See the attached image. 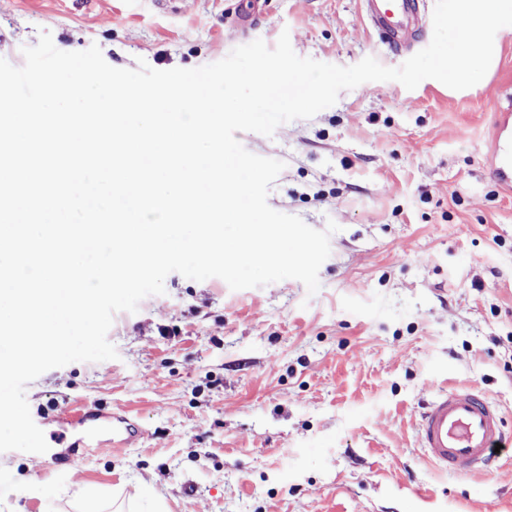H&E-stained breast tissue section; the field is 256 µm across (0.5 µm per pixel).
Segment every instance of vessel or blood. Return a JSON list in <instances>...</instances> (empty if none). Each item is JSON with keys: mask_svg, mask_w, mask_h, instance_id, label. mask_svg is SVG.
Listing matches in <instances>:
<instances>
[{"mask_svg": "<svg viewBox=\"0 0 512 512\" xmlns=\"http://www.w3.org/2000/svg\"><path fill=\"white\" fill-rule=\"evenodd\" d=\"M362 11L391 51L408 50L418 43L425 24L420 0H361ZM491 175L512 189V113L503 112L494 134ZM58 420L69 425L111 427L123 441L134 436L123 419H109L92 407L76 413L60 409ZM419 443L430 462L467 478L496 470V445L505 443L502 414L486 393L461 388L435 392L421 413Z\"/></svg>", "mask_w": 512, "mask_h": 512, "instance_id": "vessel-or-blood-1", "label": "vessel or blood"}]
</instances>
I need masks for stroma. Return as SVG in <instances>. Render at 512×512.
Returning a JSON list of instances; mask_svg holds the SVG:
<instances>
[{
  "instance_id": "stroma-1",
  "label": "stroma",
  "mask_w": 512,
  "mask_h": 512,
  "mask_svg": "<svg viewBox=\"0 0 512 512\" xmlns=\"http://www.w3.org/2000/svg\"><path fill=\"white\" fill-rule=\"evenodd\" d=\"M0 0V58L51 33L134 69L195 68L254 40L351 66H400L360 0ZM512 90V33L464 94L366 82L272 136L238 133L284 168L274 210L335 222L320 287L285 279L233 290L170 273L165 292L114 317L117 359L46 371L31 413L91 404L128 419L122 448L82 449V475L50 454L0 455V512H512V452L462 480L433 467L416 424L433 389L490 393L512 429V194L489 174L492 104ZM150 484L155 498L134 495Z\"/></svg>"
}]
</instances>
